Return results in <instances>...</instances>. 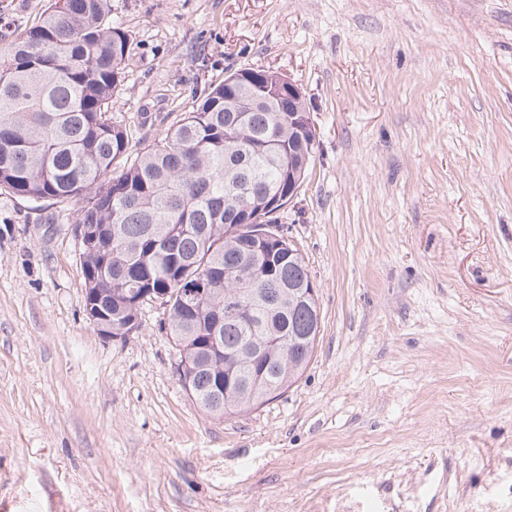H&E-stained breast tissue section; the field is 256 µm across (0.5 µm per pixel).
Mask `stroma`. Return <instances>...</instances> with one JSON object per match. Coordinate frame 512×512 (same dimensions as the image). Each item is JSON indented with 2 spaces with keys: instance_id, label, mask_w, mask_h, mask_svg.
Instances as JSON below:
<instances>
[{
  "instance_id": "35a3bbf8",
  "label": "stroma",
  "mask_w": 512,
  "mask_h": 512,
  "mask_svg": "<svg viewBox=\"0 0 512 512\" xmlns=\"http://www.w3.org/2000/svg\"><path fill=\"white\" fill-rule=\"evenodd\" d=\"M49 0H0V52ZM112 103L160 141L225 71L302 89L278 215L317 290L280 396L206 415L159 306L83 310L74 202L0 189V512H512V0H112Z\"/></svg>"
}]
</instances>
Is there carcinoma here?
Returning <instances> with one entry per match:
<instances>
[{
  "label": "carcinoma",
  "mask_w": 512,
  "mask_h": 512,
  "mask_svg": "<svg viewBox=\"0 0 512 512\" xmlns=\"http://www.w3.org/2000/svg\"><path fill=\"white\" fill-rule=\"evenodd\" d=\"M128 35L112 25L111 0H51L39 23L0 54V188L35 201L80 203L75 223L100 239L82 249L84 287L112 303V322L126 320L131 288L166 292L169 335L208 336L210 316H224V358L217 372L237 380L234 352L271 325L288 340L266 345L250 369L278 392L306 370L317 345L319 307L298 291L310 279L303 256L261 257L247 244L242 208L307 173L316 133L288 122V100L269 106L259 92L239 112L224 98L242 94L222 80L181 113L165 137L145 146L112 117L125 79ZM242 274L224 280V268ZM192 286L213 289L193 313L181 302ZM234 299L252 317L226 312ZM195 402L210 413V371L193 379ZM276 398L245 394L224 415L248 413Z\"/></svg>",
  "instance_id": "cac0c4a2"
}]
</instances>
